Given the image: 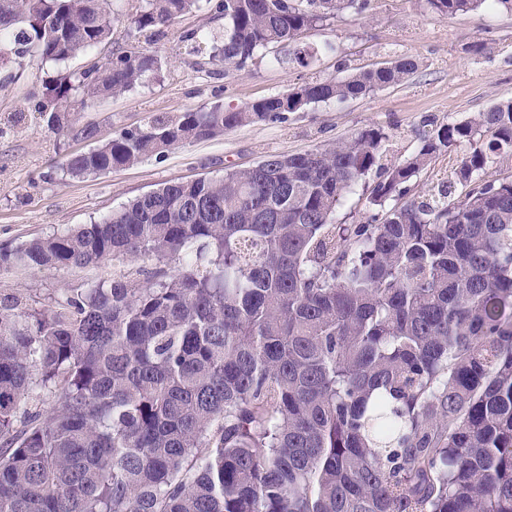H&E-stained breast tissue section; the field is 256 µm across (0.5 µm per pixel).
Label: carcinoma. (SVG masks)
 Segmentation results:
<instances>
[{"mask_svg":"<svg viewBox=\"0 0 512 512\" xmlns=\"http://www.w3.org/2000/svg\"><path fill=\"white\" fill-rule=\"evenodd\" d=\"M211 0H144L135 31ZM446 18L512 0H426ZM368 0H218L226 65L292 44ZM105 0H0V66L67 62L112 36ZM410 57L239 109L154 118L69 156L71 178L404 81ZM160 69L124 51L60 69L35 111L87 140L76 109ZM388 134L165 184L111 215L0 248V269L142 259L37 307L0 296V512H512V99L441 123L383 166ZM464 152L451 179L412 182ZM382 177L357 187L373 169ZM462 192L452 196V188ZM360 224H338L352 197ZM41 391L45 411L28 408ZM462 150L448 155L440 156L434 165L422 171L417 179L414 180V192L420 195L431 194L434 187L440 182V178L450 179V171L452 164L455 163L456 155H461Z\"/></svg>","mask_w":512,"mask_h":512,"instance_id":"carcinoma-1","label":"carcinoma"}]
</instances>
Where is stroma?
<instances>
[{"instance_id":"obj_1","label":"stroma","mask_w":512,"mask_h":512,"mask_svg":"<svg viewBox=\"0 0 512 512\" xmlns=\"http://www.w3.org/2000/svg\"><path fill=\"white\" fill-rule=\"evenodd\" d=\"M140 0H112L111 40L68 63L85 70L130 48L155 54L159 73L140 86L100 98L81 109L79 120L97 130L90 140L56 139L35 113L43 80L54 75L39 55L0 68V123L16 112L26 119L0 134V246L44 237L76 224L102 219L128 201L166 183L219 178L269 155L302 153L346 140L376 127L390 137V159L408 157L430 122L464 120L512 99V13L482 7L444 19L425 0H369L360 14L346 11L308 29L299 48L312 54L309 66L287 62V47L260 51L245 68L212 60L224 22L210 9L182 15L162 33L131 34ZM203 36L201 51L182 37ZM401 57L418 68L404 82L344 103L319 104L287 113L281 121L246 124L224 135L178 147L164 158L109 173L73 179L63 164L121 131L150 119L220 103L238 108L282 94L315 79L343 78ZM138 263L112 261L87 268L0 269V293L22 291L35 300L113 276H136Z\"/></svg>"}]
</instances>
